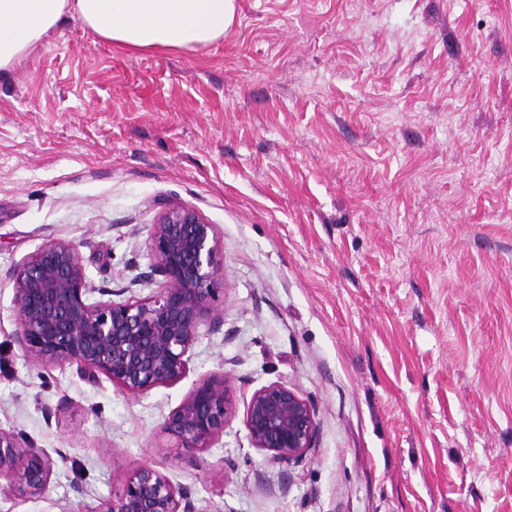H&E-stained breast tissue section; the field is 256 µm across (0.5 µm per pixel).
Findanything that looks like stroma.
<instances>
[{
	"label": "stroma",
	"instance_id": "35a3bbf8",
	"mask_svg": "<svg viewBox=\"0 0 512 512\" xmlns=\"http://www.w3.org/2000/svg\"><path fill=\"white\" fill-rule=\"evenodd\" d=\"M174 203L224 257L186 376L131 395L26 364L14 266L66 239L93 286L145 297ZM213 374L234 419L170 447ZM272 382L316 412L295 463L244 425ZM0 428L55 463L0 512H104L144 462L194 512H512V0H236L192 52L62 19L0 74ZM235 413L227 379L214 374L195 384L165 417L161 431L175 441L173 448L201 451L223 436Z\"/></svg>",
	"mask_w": 512,
	"mask_h": 512
}]
</instances>
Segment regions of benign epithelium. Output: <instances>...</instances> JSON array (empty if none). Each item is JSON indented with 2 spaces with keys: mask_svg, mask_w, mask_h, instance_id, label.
<instances>
[{
  "mask_svg": "<svg viewBox=\"0 0 512 512\" xmlns=\"http://www.w3.org/2000/svg\"><path fill=\"white\" fill-rule=\"evenodd\" d=\"M149 252L150 276L162 281L150 295L121 302L111 299V289L90 284L72 241L55 239L25 256L12 274L16 340L25 361L35 367L76 364L88 380L102 374L132 395L183 379L198 325L223 324L213 306L224 287L215 225L174 205L151 225ZM94 293L102 299L91 300ZM235 413L227 379L214 374L195 384L161 431L177 447L201 451L224 435ZM244 423L254 447L286 462L300 459L316 434L312 405L280 382L253 393ZM53 468L48 453L22 447L14 432L0 428V478L13 495L43 496ZM105 512H193V506L187 488L142 463L112 493Z\"/></svg>",
  "mask_w": 512,
  "mask_h": 512,
  "instance_id": "obj_1",
  "label": "benign epithelium"
}]
</instances>
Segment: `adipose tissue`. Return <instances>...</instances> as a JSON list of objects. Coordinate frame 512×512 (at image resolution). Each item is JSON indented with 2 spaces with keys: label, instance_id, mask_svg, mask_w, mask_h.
<instances>
[{
  "label": "adipose tissue",
  "instance_id": "ef3b65f1",
  "mask_svg": "<svg viewBox=\"0 0 512 512\" xmlns=\"http://www.w3.org/2000/svg\"><path fill=\"white\" fill-rule=\"evenodd\" d=\"M236 0H0V71L68 14L132 51H195L223 37Z\"/></svg>",
  "mask_w": 512,
  "mask_h": 512
}]
</instances>
